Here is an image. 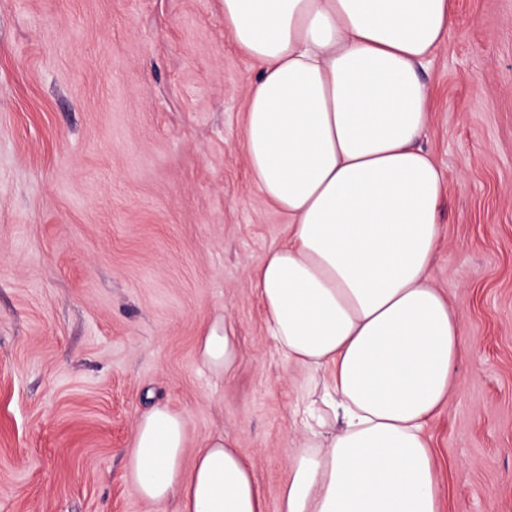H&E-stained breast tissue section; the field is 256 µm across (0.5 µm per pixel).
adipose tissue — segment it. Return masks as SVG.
<instances>
[{"label":"adipose tissue","instance_id":"ef3b65f1","mask_svg":"<svg viewBox=\"0 0 512 512\" xmlns=\"http://www.w3.org/2000/svg\"><path fill=\"white\" fill-rule=\"evenodd\" d=\"M224 28L258 76L242 150L286 234L246 278L268 335L305 376L279 512H440L427 435L467 351L431 280L441 177L418 145L430 119L419 70L447 42L453 0H223ZM216 315L201 365L234 371ZM186 420L157 405L135 426L138 495L175 512H264L254 465L224 431L185 464Z\"/></svg>","mask_w":512,"mask_h":512}]
</instances>
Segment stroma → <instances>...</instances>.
<instances>
[{"instance_id":"stroma-1","label":"stroma","mask_w":512,"mask_h":512,"mask_svg":"<svg viewBox=\"0 0 512 512\" xmlns=\"http://www.w3.org/2000/svg\"><path fill=\"white\" fill-rule=\"evenodd\" d=\"M257 70L223 0H0V512H156L129 470L152 404L222 429L277 512L300 386L245 269L285 233L241 151ZM419 144L431 275L472 344L430 446L441 512H512V0H455ZM225 312L241 348L196 355ZM240 356L238 337L225 315L217 314L202 329L198 340L201 365L213 376L224 378L234 371Z\"/></svg>"}]
</instances>
